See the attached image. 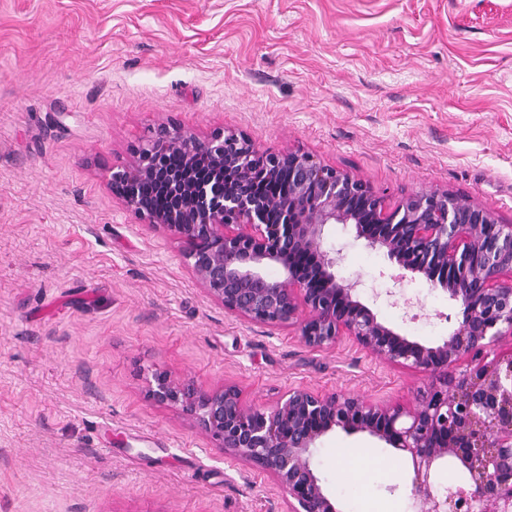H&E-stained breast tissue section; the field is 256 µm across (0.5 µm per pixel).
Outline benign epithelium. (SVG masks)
I'll list each match as a JSON object with an SVG mask.
<instances>
[{"instance_id":"obj_1","label":"benign epithelium","mask_w":512,"mask_h":512,"mask_svg":"<svg viewBox=\"0 0 512 512\" xmlns=\"http://www.w3.org/2000/svg\"><path fill=\"white\" fill-rule=\"evenodd\" d=\"M178 152L179 168L167 164ZM284 181L273 199L258 183ZM167 195L159 207L139 190ZM112 195L138 219L183 244L205 296L248 322L275 328L299 322L312 349L352 337L384 362L439 374L413 409L354 395L291 388L267 407L246 405L223 383L204 388L155 371L149 397L177 409L224 448V455L269 476L288 512H339L312 462L333 429L366 432L404 455L412 470L414 512H512V224L435 189L390 208L364 180L301 150L260 152L241 133L200 136L161 123L151 143L112 172ZM330 224H352L400 269L448 291L458 321L442 343L398 334L356 296L358 282L336 278L342 250H328ZM274 266L279 275L271 277ZM451 462L466 482L439 492L436 472Z\"/></svg>"}]
</instances>
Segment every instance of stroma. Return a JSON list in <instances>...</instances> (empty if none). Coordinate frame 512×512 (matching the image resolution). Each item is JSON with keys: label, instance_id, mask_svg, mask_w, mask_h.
<instances>
[{"label": "stroma", "instance_id": "35a3bbf8", "mask_svg": "<svg viewBox=\"0 0 512 512\" xmlns=\"http://www.w3.org/2000/svg\"><path fill=\"white\" fill-rule=\"evenodd\" d=\"M163 121L309 152L391 208L441 188L512 224V0H0V512H286L268 476L149 398L158 368L250 406L306 386L407 408L433 380L209 300L181 245L107 188ZM325 246L380 321L447 337V291L353 225ZM314 463L338 512L346 486L412 512L385 442L337 429Z\"/></svg>", "mask_w": 512, "mask_h": 512}]
</instances>
